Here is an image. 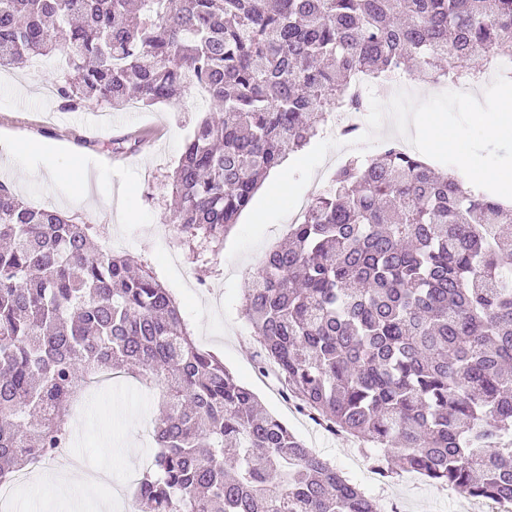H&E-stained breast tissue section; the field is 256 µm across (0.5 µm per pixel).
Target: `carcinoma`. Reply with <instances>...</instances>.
I'll return each mask as SVG.
<instances>
[{"mask_svg": "<svg viewBox=\"0 0 512 512\" xmlns=\"http://www.w3.org/2000/svg\"><path fill=\"white\" fill-rule=\"evenodd\" d=\"M0 0V68L63 52L64 111L199 85L171 175L181 234L220 244L262 177L357 78L478 83L512 54V0ZM0 181V482L68 446L91 375L162 388L138 512H381L201 349L152 270ZM296 409L400 469L512 503V205L389 144L333 175L244 295Z\"/></svg>", "mask_w": 512, "mask_h": 512, "instance_id": "1", "label": "carcinoma"}]
</instances>
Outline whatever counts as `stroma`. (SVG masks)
Wrapping results in <instances>:
<instances>
[{
  "instance_id": "35a3bbf8",
  "label": "stroma",
  "mask_w": 512,
  "mask_h": 512,
  "mask_svg": "<svg viewBox=\"0 0 512 512\" xmlns=\"http://www.w3.org/2000/svg\"><path fill=\"white\" fill-rule=\"evenodd\" d=\"M61 65L59 56L52 55L0 77V142L20 153L14 163L0 153V168L8 171L20 197L90 224L95 245L113 239L117 252L152 269L178 302L197 344L220 357L267 412L286 422L309 448L378 500L384 512H511L503 505L448 493L410 472L380 478L357 442L330 434L297 413L279 382L258 371L261 348L241 314L252 276L264 254L287 236V222L270 226L257 249L235 260L228 257L233 234H226L213 249L187 242L170 222V175L207 102L193 89L185 91L177 104L150 108L134 104L120 112L103 111L101 103L91 101L63 123L51 116L53 104L42 95L43 86ZM98 110L103 111L105 124L100 134L85 126ZM137 132L154 138L152 151L128 154L122 164H113L107 143ZM29 139L49 141L52 153H21ZM69 165L93 170L99 208L77 202L68 180L56 176V169ZM77 404L81 427L68 450L88 464L111 466L116 488L112 495L96 489L82 512H100L99 504L107 497L121 506L132 493L123 483L124 472L144 469L155 454L152 429L159 392L119 377L89 387ZM56 470L51 462L34 472L38 490L17 493L13 512H70L69 500L57 486Z\"/></svg>"
}]
</instances>
